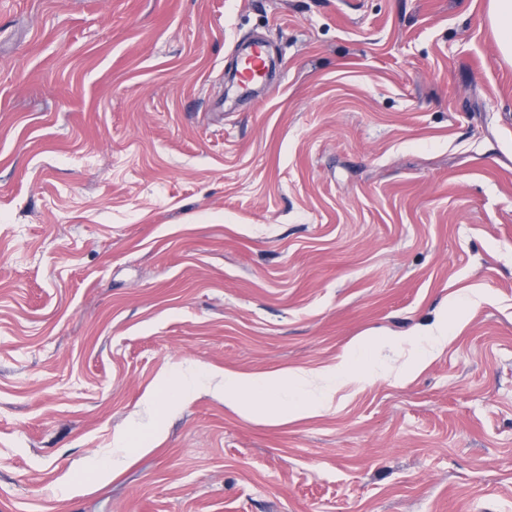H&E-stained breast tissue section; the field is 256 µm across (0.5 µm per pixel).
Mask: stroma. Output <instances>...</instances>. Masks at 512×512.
I'll list each match as a JSON object with an SVG mask.
<instances>
[{
    "mask_svg": "<svg viewBox=\"0 0 512 512\" xmlns=\"http://www.w3.org/2000/svg\"><path fill=\"white\" fill-rule=\"evenodd\" d=\"M488 0H0V512H512V64ZM275 69L244 96L243 46ZM460 304H453V297ZM403 383L249 420L158 376ZM448 320L442 319L424 330L414 329L385 341L413 348L408 365L389 367L375 364L370 351L374 337L367 335L356 343L359 356L342 358L318 372L288 368L275 373L244 374L224 371V382L212 390L224 405L243 416L265 420L292 421L319 415L336 392L347 385H364L382 374L402 383L423 368L448 345ZM210 378L209 371L204 367L195 366L190 374L178 372L168 376H160L151 391L150 399L154 404L155 425L145 430H135L124 434L112 448L110 454L92 465L83 474L94 480H105L120 470L129 460V456L141 448L152 447L157 437L160 422L166 418L171 407L183 401L189 394Z\"/></svg>",
    "mask_w": 512,
    "mask_h": 512,
    "instance_id": "35a3bbf8",
    "label": "stroma"
}]
</instances>
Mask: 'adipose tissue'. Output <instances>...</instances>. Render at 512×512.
Segmentation results:
<instances>
[{
	"label": "adipose tissue",
	"instance_id": "ef3b65f1",
	"mask_svg": "<svg viewBox=\"0 0 512 512\" xmlns=\"http://www.w3.org/2000/svg\"><path fill=\"white\" fill-rule=\"evenodd\" d=\"M394 341L412 347L409 364L400 367L375 364L370 357L373 338L368 335L357 341L355 356L340 359L316 372L302 368L257 374L225 372L223 384L215 387L213 394L243 416L255 415L273 421L315 416L328 407L344 386L363 385L383 374L392 376L398 383L405 381L410 372L423 368L447 347L448 322L443 319L423 330L406 331L395 336ZM208 377V370L199 366L187 374L159 377L150 395L155 418H166L175 403L183 401ZM157 433V428L152 427L124 434L106 458L88 468V475L96 480L108 478L125 465L130 455L151 447Z\"/></svg>",
	"mask_w": 512,
	"mask_h": 512
}]
</instances>
